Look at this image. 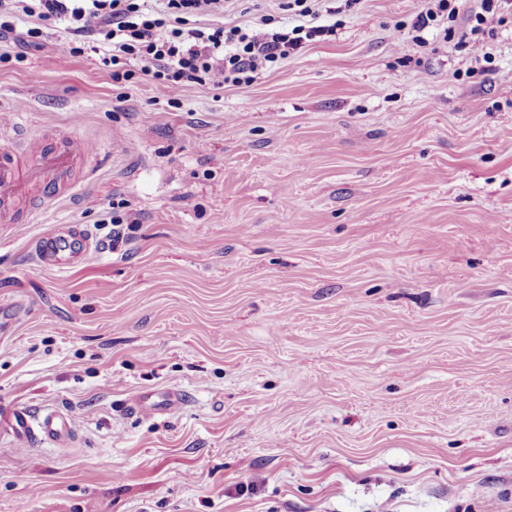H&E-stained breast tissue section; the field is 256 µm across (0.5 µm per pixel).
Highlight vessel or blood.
Returning a JSON list of instances; mask_svg holds the SVG:
<instances>
[{
    "label": "vessel or blood",
    "instance_id": "1",
    "mask_svg": "<svg viewBox=\"0 0 512 512\" xmlns=\"http://www.w3.org/2000/svg\"><path fill=\"white\" fill-rule=\"evenodd\" d=\"M74 153L66 147L40 145L32 133L17 136L1 147L0 219L20 223L23 209L34 208L39 193L59 191L74 167ZM96 249V240L81 225L60 224L37 242L35 256L43 269L63 272L82 263ZM183 403L184 396L177 390L159 395L141 392L129 400L128 407L139 414H171ZM5 420L12 434L36 444L64 446L76 436L71 417L58 409L36 419L28 408L15 407L6 412Z\"/></svg>",
    "mask_w": 512,
    "mask_h": 512
}]
</instances>
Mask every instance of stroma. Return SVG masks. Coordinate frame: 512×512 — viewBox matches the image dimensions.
<instances>
[{
    "label": "stroma",
    "instance_id": "obj_1",
    "mask_svg": "<svg viewBox=\"0 0 512 512\" xmlns=\"http://www.w3.org/2000/svg\"><path fill=\"white\" fill-rule=\"evenodd\" d=\"M286 3L190 23L333 35L175 91L0 8V118L98 147L0 223V407L77 431L0 435V512H512V30L478 62L413 43L426 0ZM56 224L99 244L63 273L35 259ZM172 387L174 414L124 407ZM5 420L12 434L36 444L64 446L76 436L71 417L58 409L47 411L35 423L27 407H14L6 412Z\"/></svg>",
    "mask_w": 512,
    "mask_h": 512
}]
</instances>
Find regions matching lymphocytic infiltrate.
<instances>
[{"instance_id": "lymphocytic-infiltrate-1", "label": "lymphocytic infiltrate", "mask_w": 512, "mask_h": 512, "mask_svg": "<svg viewBox=\"0 0 512 512\" xmlns=\"http://www.w3.org/2000/svg\"><path fill=\"white\" fill-rule=\"evenodd\" d=\"M27 16L66 24L74 39L100 42L112 65L139 66L143 75L172 89L186 84L223 87L248 83L268 65L287 58L305 41L324 35L321 26L202 30L186 27L187 17L219 10L223 0H165L163 13L140 0H13ZM512 19V0H481L469 18L466 45L475 58L489 60V43Z\"/></svg>"}]
</instances>
